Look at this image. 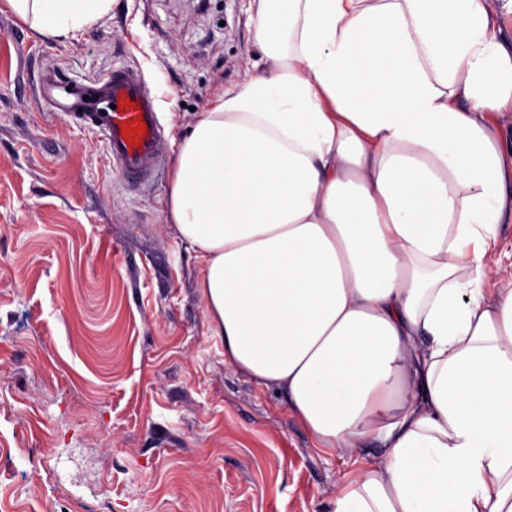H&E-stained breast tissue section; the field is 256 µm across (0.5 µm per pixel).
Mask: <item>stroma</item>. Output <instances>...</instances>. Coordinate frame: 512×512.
Returning a JSON list of instances; mask_svg holds the SVG:
<instances>
[{
    "mask_svg": "<svg viewBox=\"0 0 512 512\" xmlns=\"http://www.w3.org/2000/svg\"><path fill=\"white\" fill-rule=\"evenodd\" d=\"M248 0H114L57 42L0 0V512H332L373 464L314 450L224 362L166 217L179 143L255 57ZM141 69L165 140L132 189L101 133L32 99L40 71Z\"/></svg>",
    "mask_w": 512,
    "mask_h": 512,
    "instance_id": "stroma-1",
    "label": "stroma"
}]
</instances>
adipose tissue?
<instances>
[{
    "label": "adipose tissue",
    "mask_w": 512,
    "mask_h": 512,
    "mask_svg": "<svg viewBox=\"0 0 512 512\" xmlns=\"http://www.w3.org/2000/svg\"><path fill=\"white\" fill-rule=\"evenodd\" d=\"M66 39L112 0H6ZM262 70L179 145L168 220L224 361L316 450L333 512H512V49L492 0H249ZM485 262L512 270V223L500 225L496 249L487 255Z\"/></svg>",
    "instance_id": "1"
}]
</instances>
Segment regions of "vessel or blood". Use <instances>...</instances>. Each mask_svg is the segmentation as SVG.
Instances as JSON below:
<instances>
[{
  "label": "vessel or blood",
  "instance_id": "obj_1",
  "mask_svg": "<svg viewBox=\"0 0 512 512\" xmlns=\"http://www.w3.org/2000/svg\"><path fill=\"white\" fill-rule=\"evenodd\" d=\"M34 96L47 111L60 113L78 126L102 131L118 174L127 185L139 187L160 169L164 128L156 98L140 69L123 65L82 81L48 70L39 75ZM137 118L143 119L146 134L128 129V122Z\"/></svg>",
  "mask_w": 512,
  "mask_h": 512
}]
</instances>
